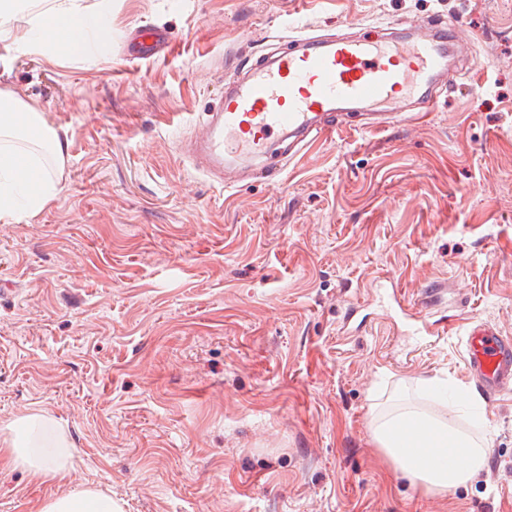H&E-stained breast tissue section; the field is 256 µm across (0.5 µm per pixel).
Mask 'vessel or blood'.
Here are the masks:
<instances>
[{"instance_id": "obj_1", "label": "vessel or blood", "mask_w": 512, "mask_h": 512, "mask_svg": "<svg viewBox=\"0 0 512 512\" xmlns=\"http://www.w3.org/2000/svg\"><path fill=\"white\" fill-rule=\"evenodd\" d=\"M403 27L411 34L405 45L394 35L382 41L302 32L289 37L285 48L244 65L242 78L207 112L199 132L183 141L184 157L213 183L233 189L244 178L281 173L283 164L273 156L279 138L306 149L333 134L352 108L370 109V126L376 130L401 118L415 119L433 106L432 91L447 76L448 58L464 34L455 20H412ZM131 41L136 57L151 58L168 48L170 35L138 29ZM444 293L431 285L418 299L397 301L422 341L448 333L427 313ZM465 365L484 396L511 389L512 338L488 324L470 322Z\"/></svg>"}]
</instances>
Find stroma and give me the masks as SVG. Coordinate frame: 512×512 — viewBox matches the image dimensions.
<instances>
[{
	"instance_id": "stroma-1",
	"label": "stroma",
	"mask_w": 512,
	"mask_h": 512,
	"mask_svg": "<svg viewBox=\"0 0 512 512\" xmlns=\"http://www.w3.org/2000/svg\"><path fill=\"white\" fill-rule=\"evenodd\" d=\"M296 15L458 19L470 54L424 121L347 126L218 187L180 144ZM106 22L81 58L0 43V91L70 141L52 204L0 223V426L43 411L72 453L62 479L0 466V512L85 488L123 512H512V389L486 399L464 359L469 321L512 337V0H112ZM151 26L170 51L124 55ZM388 281L410 300L445 284L447 336L414 346ZM431 378L481 424L494 478L433 493L374 441L398 390L442 412Z\"/></svg>"
}]
</instances>
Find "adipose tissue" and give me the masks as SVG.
Here are the masks:
<instances>
[{"label":"adipose tissue","instance_id":"1","mask_svg":"<svg viewBox=\"0 0 512 512\" xmlns=\"http://www.w3.org/2000/svg\"><path fill=\"white\" fill-rule=\"evenodd\" d=\"M105 0H0V42H23L29 52L76 57L99 33ZM66 140L46 127L30 102L0 92V221L35 217L60 192L39 157L62 161ZM373 437L412 484L444 492L466 485L486 464L483 438L414 406L378 415ZM69 443L56 421L30 411L0 428V465L38 477L64 478ZM38 512H121L111 496L85 489L43 501Z\"/></svg>","mask_w":512,"mask_h":512}]
</instances>
